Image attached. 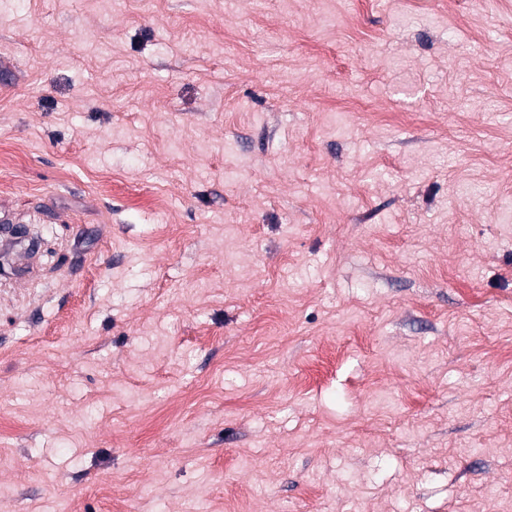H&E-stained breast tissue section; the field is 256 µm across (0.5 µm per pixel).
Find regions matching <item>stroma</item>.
<instances>
[{"label": "stroma", "mask_w": 512, "mask_h": 512, "mask_svg": "<svg viewBox=\"0 0 512 512\" xmlns=\"http://www.w3.org/2000/svg\"><path fill=\"white\" fill-rule=\"evenodd\" d=\"M0 512H512V0H0Z\"/></svg>", "instance_id": "35a3bbf8"}]
</instances>
